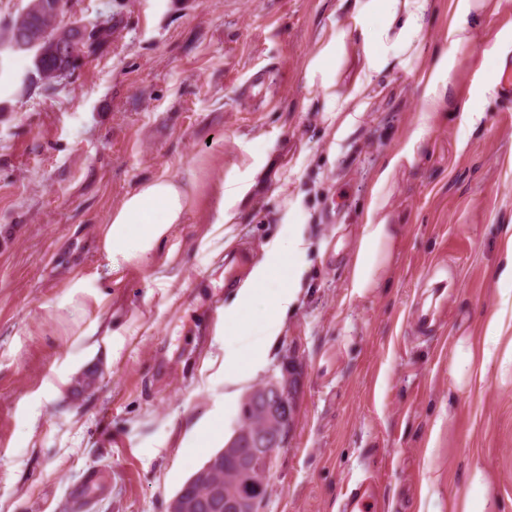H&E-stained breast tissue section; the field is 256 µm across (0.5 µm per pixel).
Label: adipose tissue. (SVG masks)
Segmentation results:
<instances>
[{"mask_svg": "<svg viewBox=\"0 0 512 512\" xmlns=\"http://www.w3.org/2000/svg\"><path fill=\"white\" fill-rule=\"evenodd\" d=\"M432 7V0H353V28L364 38L362 79L346 97L332 92L345 47L344 37L340 34L318 47L311 63L312 71L323 77V87L330 93L332 111H350L352 104L363 98L366 85L374 75L414 48ZM450 9L448 47L439 66L424 75L433 89H450L454 54L461 45L471 42L479 14L478 0H451ZM186 210V190L175 179L159 177L140 184L110 213L106 224L99 229L100 246L109 268L118 270L131 263L146 261L172 225L183 223ZM396 233V226L379 218L375 205H368L350 268L349 286L353 293L360 295L377 287L380 272L391 260ZM305 250V241L300 237L289 239L284 245L272 243L265 260L253 270L238 293L224 317L225 334L246 329L254 305L260 301L265 311V338L246 356L225 353V382H237L246 371L266 362L299 289V279L289 274L288 267ZM511 325L512 290L501 296L498 310L487 321L485 340L460 343L452 368L455 379L461 381L485 373L487 362L495 355L500 356L502 364L512 365V336L506 333Z\"/></svg>", "mask_w": 512, "mask_h": 512, "instance_id": "adipose-tissue-1", "label": "adipose tissue"}]
</instances>
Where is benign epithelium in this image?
Returning <instances> with one entry per match:
<instances>
[{
	"instance_id": "benign-epithelium-1",
	"label": "benign epithelium",
	"mask_w": 512,
	"mask_h": 512,
	"mask_svg": "<svg viewBox=\"0 0 512 512\" xmlns=\"http://www.w3.org/2000/svg\"><path fill=\"white\" fill-rule=\"evenodd\" d=\"M92 23L80 16L66 17L50 42L43 29L18 27L8 50L41 58L51 51L63 59L58 75L64 77L79 64L82 44ZM297 413L296 377L293 370L249 392L240 407V425L224 450L199 470L170 502L169 512H260L262 502L254 496V477L267 476L275 454L289 435ZM243 480L235 492L222 484L224 465Z\"/></svg>"
}]
</instances>
